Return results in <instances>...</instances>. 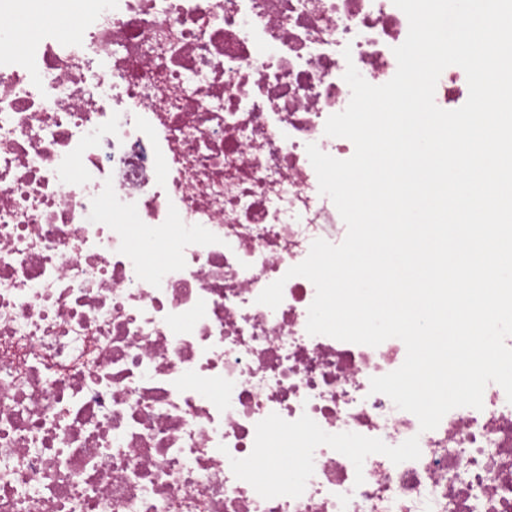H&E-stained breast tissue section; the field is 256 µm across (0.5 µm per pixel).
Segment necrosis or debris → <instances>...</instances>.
I'll list each match as a JSON object with an SVG mask.
<instances>
[{
  "mask_svg": "<svg viewBox=\"0 0 512 512\" xmlns=\"http://www.w3.org/2000/svg\"><path fill=\"white\" fill-rule=\"evenodd\" d=\"M408 30L393 0H92L62 38L0 0V512H512L503 388L420 431L370 390L404 343L309 335L286 275L347 235L306 146L353 155L346 68L388 82ZM272 413L421 456L323 445L265 499L230 461Z\"/></svg>",
  "mask_w": 512,
  "mask_h": 512,
  "instance_id": "obj_1",
  "label": "necrosis or debris"
}]
</instances>
